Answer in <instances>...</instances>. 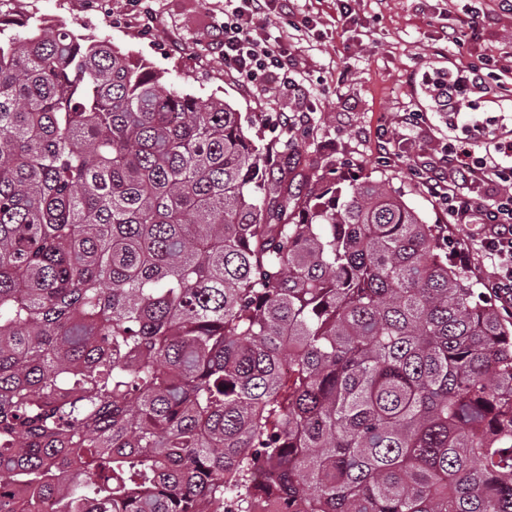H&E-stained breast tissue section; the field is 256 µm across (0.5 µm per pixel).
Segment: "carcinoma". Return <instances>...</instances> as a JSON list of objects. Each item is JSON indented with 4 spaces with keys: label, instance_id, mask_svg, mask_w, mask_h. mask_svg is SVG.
Masks as SVG:
<instances>
[{
    "label": "carcinoma",
    "instance_id": "1",
    "mask_svg": "<svg viewBox=\"0 0 512 512\" xmlns=\"http://www.w3.org/2000/svg\"><path fill=\"white\" fill-rule=\"evenodd\" d=\"M279 154L0 25V512H512V321L397 192Z\"/></svg>",
    "mask_w": 512,
    "mask_h": 512
}]
</instances>
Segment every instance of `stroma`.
Returning a JSON list of instances; mask_svg holds the SVG:
<instances>
[{
  "label": "stroma",
  "mask_w": 512,
  "mask_h": 512,
  "mask_svg": "<svg viewBox=\"0 0 512 512\" xmlns=\"http://www.w3.org/2000/svg\"><path fill=\"white\" fill-rule=\"evenodd\" d=\"M345 8L354 18L347 25ZM1 17L20 35L34 22L67 24L145 59L161 90L223 99L259 144L287 145L294 188L379 182L426 223L441 225L449 250L476 233L449 223L411 165L434 160L448 140V115L422 80L429 68L463 63L485 73L487 88L460 112L459 125L512 112L499 93L512 81V13L493 0H295L269 32L290 47L300 98L259 93L225 72L224 0H0ZM449 26L461 28V45L444 40ZM410 111L419 114L413 126L400 121Z\"/></svg>",
  "instance_id": "35a3bbf8"
}]
</instances>
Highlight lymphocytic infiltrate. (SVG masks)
I'll return each instance as SVG.
<instances>
[{
	"mask_svg": "<svg viewBox=\"0 0 512 512\" xmlns=\"http://www.w3.org/2000/svg\"><path fill=\"white\" fill-rule=\"evenodd\" d=\"M284 0H239L224 13V66L256 88L275 81L287 92L298 89L290 75L292 54L287 43L270 39L266 29L272 15L282 11ZM441 111L447 112L452 135L440 160L448 168L447 179L432 176L427 165L417 164L423 185L444 210L449 223L480 224L482 240L459 250L464 266H488V288L504 309L512 308V129L495 121L475 122L465 137L455 134L456 118L470 93L480 88L482 76L473 65L434 69L423 78ZM494 184L490 196H469L462 185Z\"/></svg>",
	"mask_w": 512,
	"mask_h": 512,
	"instance_id": "f902f5d3",
	"label": "lymphocytic infiltrate"
}]
</instances>
